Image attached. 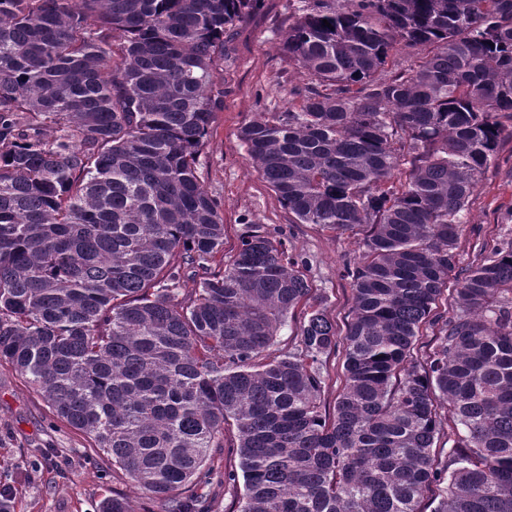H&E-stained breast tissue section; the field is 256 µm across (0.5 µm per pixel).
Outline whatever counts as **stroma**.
I'll use <instances>...</instances> for the list:
<instances>
[{
  "instance_id": "35a3bbf8",
  "label": "stroma",
  "mask_w": 512,
  "mask_h": 512,
  "mask_svg": "<svg viewBox=\"0 0 512 512\" xmlns=\"http://www.w3.org/2000/svg\"><path fill=\"white\" fill-rule=\"evenodd\" d=\"M302 0H263L261 11L232 32V61L224 69V108L217 112L200 157L205 188L224 217V253L242 238L282 241L304 258L303 272L315 293L327 299L337 329L353 309V291L343 275L358 257L366 227L335 235L316 224H297L276 193L247 159L240 129L260 112H280L296 102L309 78L288 62L281 43L289 16ZM512 236V141L482 175L456 245L458 266L473 262L483 242ZM12 493V512H101L112 495L128 496L133 512H159L160 502L133 487L122 471L95 452L35 393L26 379L0 362V490Z\"/></svg>"
}]
</instances>
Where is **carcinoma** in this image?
Instances as JSON below:
<instances>
[{
	"instance_id": "obj_1",
	"label": "carcinoma",
	"mask_w": 512,
	"mask_h": 512,
	"mask_svg": "<svg viewBox=\"0 0 512 512\" xmlns=\"http://www.w3.org/2000/svg\"><path fill=\"white\" fill-rule=\"evenodd\" d=\"M260 5L0 0V361L163 512H213L226 448L239 512H512V238L455 253L512 139V0H306L288 24L317 85L240 139L295 223L369 227L342 333L282 242L217 259L199 157ZM400 45L428 53L383 74ZM328 372L330 375V380L327 386L324 389V393L322 394V401L326 406L332 407L335 402L336 394L341 386V361L338 357L331 356L328 360Z\"/></svg>"
}]
</instances>
